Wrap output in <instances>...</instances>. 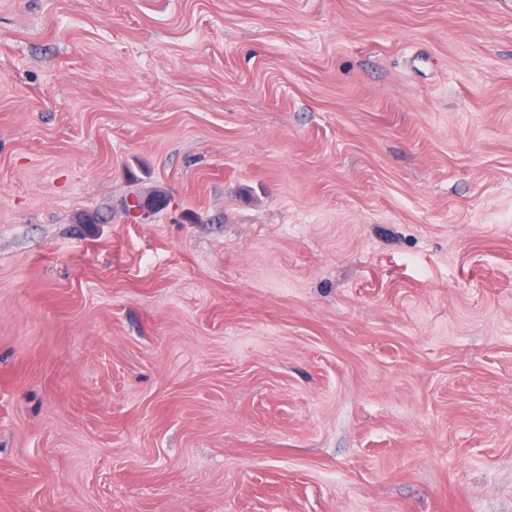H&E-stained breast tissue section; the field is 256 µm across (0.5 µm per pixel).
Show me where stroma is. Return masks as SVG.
<instances>
[{"instance_id": "stroma-1", "label": "stroma", "mask_w": 512, "mask_h": 512, "mask_svg": "<svg viewBox=\"0 0 512 512\" xmlns=\"http://www.w3.org/2000/svg\"><path fill=\"white\" fill-rule=\"evenodd\" d=\"M0 512H512V0H0Z\"/></svg>"}]
</instances>
